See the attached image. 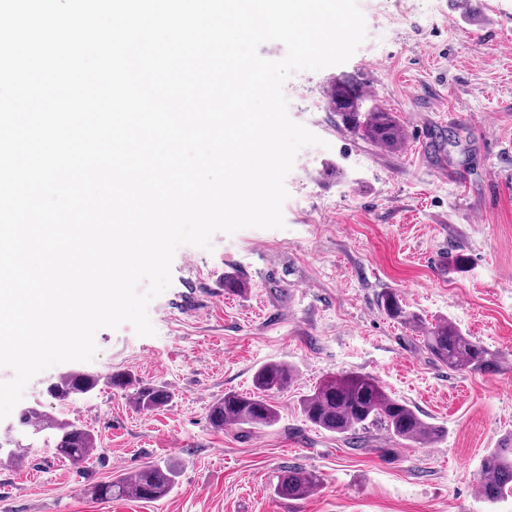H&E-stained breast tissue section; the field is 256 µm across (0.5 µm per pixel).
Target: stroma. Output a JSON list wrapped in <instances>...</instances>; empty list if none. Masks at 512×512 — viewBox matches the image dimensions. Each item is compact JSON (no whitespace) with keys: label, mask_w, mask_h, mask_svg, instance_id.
Returning <instances> with one entry per match:
<instances>
[{"label":"stroma","mask_w":512,"mask_h":512,"mask_svg":"<svg viewBox=\"0 0 512 512\" xmlns=\"http://www.w3.org/2000/svg\"><path fill=\"white\" fill-rule=\"evenodd\" d=\"M453 2L358 0L366 37L351 58L286 81L291 119L322 143L285 179L284 228L180 246L170 287L148 308L154 335L100 329L91 361L33 379L23 403L87 426L99 452L79 467L38 447L0 463V512H512V498L491 506L478 493L482 456L512 433V0H473L461 15ZM344 79L373 86L369 104L397 115L400 151L339 122L325 91ZM228 273L248 290L227 293ZM389 291L429 322H454L497 355V372L435 364L381 310ZM270 361L296 369L277 423L214 431L209 407L250 391ZM72 371L129 373L171 398L144 413L103 383L59 404L46 389ZM342 371L375 377L444 427L443 440L399 444L373 430L355 449L311 427L299 396ZM167 462L179 476L160 501L89 492ZM287 466L316 471L321 486L274 497Z\"/></svg>","instance_id":"35a3bbf8"}]
</instances>
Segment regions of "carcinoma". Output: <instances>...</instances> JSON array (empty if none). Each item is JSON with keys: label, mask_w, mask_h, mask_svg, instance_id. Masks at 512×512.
<instances>
[{"label": "carcinoma", "mask_w": 512, "mask_h": 512, "mask_svg": "<svg viewBox=\"0 0 512 512\" xmlns=\"http://www.w3.org/2000/svg\"><path fill=\"white\" fill-rule=\"evenodd\" d=\"M366 96L353 83L333 88L330 106L360 139L387 151L402 145L403 127L396 116L377 106L364 107ZM383 312L401 326L419 335L430 358L452 372L492 371L497 357L453 322L428 323L410 310L399 296L388 292L381 297ZM294 378L286 363L268 362L252 376L253 391H228L208 411L210 427L216 432L228 426L269 427L278 421L274 397L286 390ZM99 378L70 372L61 376L50 396L66 401L86 389H94ZM107 383L127 392L131 403L142 412H152L165 405L170 393L162 385L137 382L128 375L117 374ZM300 412L316 428L341 436H355L361 430L379 427L397 443H434L444 436L441 426L428 422L405 401L392 395L370 375L358 372L326 374L313 390L300 396ZM21 429V447L30 448L35 441L48 438L59 458L72 464L88 462L97 452L94 433L87 427L56 418L41 410L17 419ZM178 471L170 465L142 466L92 488L99 499H133L158 501L166 497L176 483ZM320 476L301 467L280 470L273 486L275 497L301 500L320 486ZM512 496V438L485 454L480 462L479 497L496 504Z\"/></svg>", "instance_id": "1"}]
</instances>
